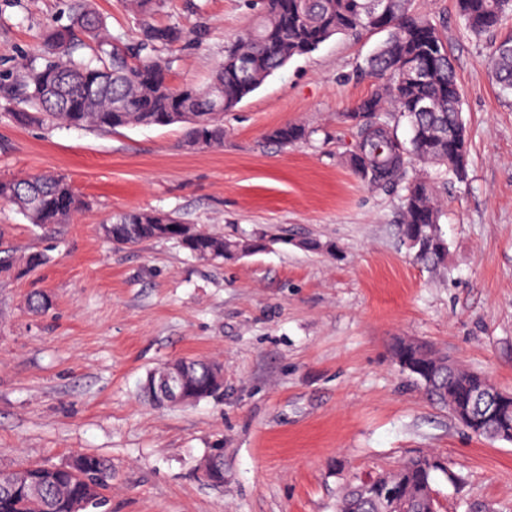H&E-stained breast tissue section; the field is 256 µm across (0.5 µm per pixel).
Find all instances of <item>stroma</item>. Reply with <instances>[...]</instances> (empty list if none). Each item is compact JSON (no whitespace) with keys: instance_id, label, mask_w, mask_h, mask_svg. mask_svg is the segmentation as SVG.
Here are the masks:
<instances>
[{"instance_id":"stroma-1","label":"stroma","mask_w":512,"mask_h":512,"mask_svg":"<svg viewBox=\"0 0 512 512\" xmlns=\"http://www.w3.org/2000/svg\"><path fill=\"white\" fill-rule=\"evenodd\" d=\"M114 43L141 18L95 0ZM445 22L469 138L468 181L414 162L387 187L345 164L351 108L375 88L359 67L381 32L337 35L293 58L224 117V145L183 146L181 125L109 133L17 125L0 97V178L64 175L89 203L69 223L29 224L0 204V241L49 263L0 274V469L112 461L107 512H336L348 482L429 452L461 474L437 477L445 512H512V443L473 436L427 401L392 360L397 338L447 350L512 391V100L487 59L500 34L470 36L456 0H413ZM62 0H0V73L40 66ZM261 11L260 0H162L151 21L186 31L162 50L173 86L206 84ZM305 125L283 146L267 132ZM433 182L447 265L417 262L401 241L407 181ZM128 210L164 211L224 236L270 237L214 264L152 240L115 248L101 225ZM43 293L42 314L27 300ZM224 365V394L155 408L140 386L176 358ZM224 451V482L200 462ZM313 132L305 126L295 123H285L272 128L268 137L282 145H295L307 141Z\"/></svg>"}]
</instances>
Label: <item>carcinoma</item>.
Here are the masks:
<instances>
[{
	"mask_svg": "<svg viewBox=\"0 0 512 512\" xmlns=\"http://www.w3.org/2000/svg\"><path fill=\"white\" fill-rule=\"evenodd\" d=\"M67 25H52L44 38L45 63L28 69L21 78L0 81V94L21 97L29 109L12 113L20 126L65 125L101 132L132 126H168L185 130L184 146L205 149L224 146V113L258 89L276 70L296 56L308 54L338 34L373 30L385 40L366 59L365 70L378 84L350 113L359 138L348 162L362 179L376 185L394 183L411 159L445 167L457 181L467 179L468 139L462 119V99L455 69L438 24L415 14L411 0H386V13L374 0H262L257 25L224 49V60L210 82L171 86L166 79L169 62L160 48L181 41L179 27H158L149 18L161 0H127L143 17L140 37L111 46L103 18L91 0H66ZM468 32L480 36L499 27L512 15V0H457ZM87 39L97 46L96 63L75 57ZM489 68L502 92L512 94V38L496 44ZM406 119L408 142L399 140L396 117ZM312 131L295 123L272 128L268 137L282 145L308 140ZM0 201L16 207L32 224H66L88 206L63 176L37 174L21 179H0ZM403 243L414 258L440 267L447 258V243L439 221L441 210L429 182L416 180L402 199ZM106 239L118 246H136L161 239L176 243L190 255L218 261L255 252L264 247L259 237H224L186 228L175 216L158 211H129L101 226ZM390 353L405 360L404 369L431 401L448 412L475 436L512 442V392L503 397L506 417L481 425L461 413V398L491 382L481 371L455 364L448 367L447 352L425 343L396 341ZM210 362L193 360L189 396L200 401L220 389L210 378ZM80 466L86 481L79 484L65 472L52 474L39 497L7 500L0 492V512H71L76 500L89 503L85 512L108 505L105 491L112 487V462L100 455L83 454ZM454 484L460 477L444 459L422 453L403 461L397 469L377 475L394 490L402 512H427L428 494L435 490L437 474ZM361 481L342 491L336 512H382L378 503L363 498Z\"/></svg>",
	"mask_w": 512,
	"mask_h": 512,
	"instance_id": "carcinoma-1",
	"label": "carcinoma"
}]
</instances>
